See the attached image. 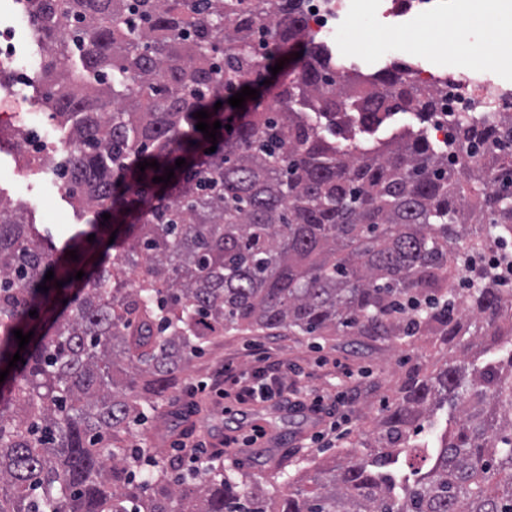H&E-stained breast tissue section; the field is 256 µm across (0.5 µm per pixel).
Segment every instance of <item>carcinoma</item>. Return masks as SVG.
Segmentation results:
<instances>
[{"label": "carcinoma", "mask_w": 512, "mask_h": 512, "mask_svg": "<svg viewBox=\"0 0 512 512\" xmlns=\"http://www.w3.org/2000/svg\"><path fill=\"white\" fill-rule=\"evenodd\" d=\"M26 5L46 42L41 101L71 144L37 164L63 176L76 209L112 208L120 249L69 282L71 264L0 201V512H512V289L468 257L512 236V112L453 114L446 82L421 83L405 62L353 78L309 42L274 104L205 158L193 114L232 109L267 37L302 39L307 0ZM398 113L419 125L355 143L354 127L374 134ZM167 167L171 182H153ZM103 242L72 249L82 259ZM63 299L45 331L29 315ZM15 329L34 331L22 351ZM247 331L434 336L448 360L408 376L369 452L273 506L212 467L137 479L142 449L126 437L213 337ZM468 334L491 338L484 362ZM17 352L25 363L8 367ZM435 398L454 414L423 441Z\"/></svg>", "instance_id": "carcinoma-1"}]
</instances>
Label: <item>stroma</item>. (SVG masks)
Returning <instances> with one entry per match:
<instances>
[{
	"label": "stroma",
	"instance_id": "1",
	"mask_svg": "<svg viewBox=\"0 0 512 512\" xmlns=\"http://www.w3.org/2000/svg\"><path fill=\"white\" fill-rule=\"evenodd\" d=\"M357 6L359 24H341L331 49L349 58L361 74H373L395 61L417 63L434 78L461 72L454 56L433 40L447 17L472 21L473 0H431L425 10L403 16L392 13V0H358ZM392 32L405 36L400 50L380 44L381 36ZM0 199L23 208L27 222L39 228L44 245L60 251L73 236L92 231L95 222L93 214L72 207L60 179L47 170L17 163L6 144L0 146ZM254 345L268 348L285 368L299 373L302 382L323 394L340 392V381L329 369L317 367V359L338 358L350 365L351 390L344 406L336 410L339 425L334 435L318 438L321 424L299 407L288 409L270 402L228 406L208 392L189 395V386L209 381L222 365L251 370L248 351ZM447 357L446 347L426 337L409 342L369 336L310 340L285 333L218 336L185 370V386L153 412L147 429L135 432L133 441L163 463L173 456L172 444L183 430L194 429L200 439L215 442L231 431L246 438L254 429H262L254 445L228 453L214 465L235 476L264 477V490L273 493L281 488L280 482L269 478L275 468L299 470L308 478L316 467H331L357 452L360 445L373 444L380 410L396 396L408 372L415 367L435 372Z\"/></svg>",
	"mask_w": 512,
	"mask_h": 512
}]
</instances>
